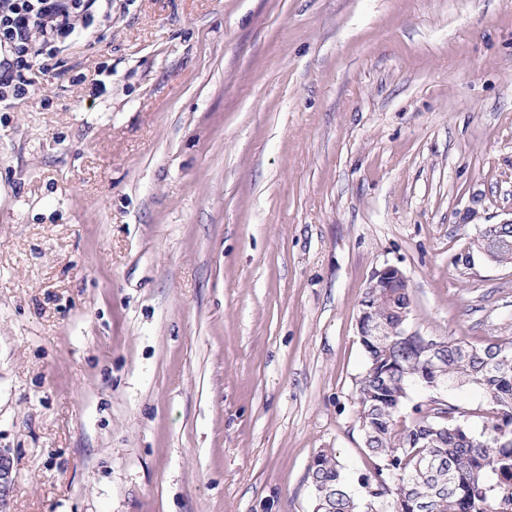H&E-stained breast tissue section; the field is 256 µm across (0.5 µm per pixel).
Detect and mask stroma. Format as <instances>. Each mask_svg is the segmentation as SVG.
I'll use <instances>...</instances> for the list:
<instances>
[{
  "label": "stroma",
  "mask_w": 512,
  "mask_h": 512,
  "mask_svg": "<svg viewBox=\"0 0 512 512\" xmlns=\"http://www.w3.org/2000/svg\"><path fill=\"white\" fill-rule=\"evenodd\" d=\"M0 103L7 512H312L357 333L512 338V0H112ZM499 224H486L481 229H487L486 236L492 237V245L488 250L486 260L499 266L512 265V220Z\"/></svg>",
  "instance_id": "stroma-1"
}]
</instances>
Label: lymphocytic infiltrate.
I'll return each mask as SVG.
<instances>
[{"mask_svg": "<svg viewBox=\"0 0 512 512\" xmlns=\"http://www.w3.org/2000/svg\"><path fill=\"white\" fill-rule=\"evenodd\" d=\"M106 15L101 0H0V101L28 99L31 69L49 68L62 45Z\"/></svg>", "mask_w": 512, "mask_h": 512, "instance_id": "1", "label": "lymphocytic infiltrate"}]
</instances>
